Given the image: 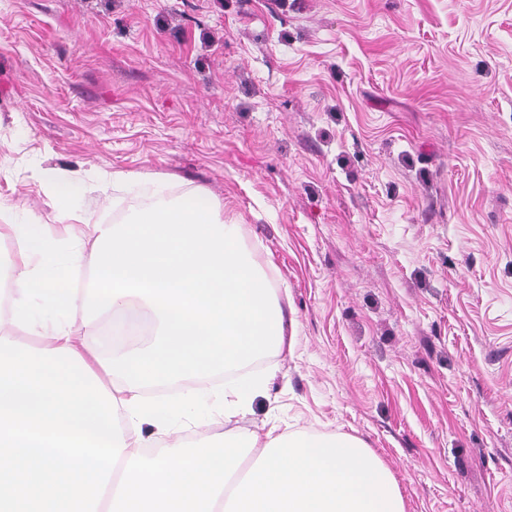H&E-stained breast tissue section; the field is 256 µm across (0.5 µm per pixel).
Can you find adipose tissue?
Listing matches in <instances>:
<instances>
[{
  "mask_svg": "<svg viewBox=\"0 0 512 512\" xmlns=\"http://www.w3.org/2000/svg\"><path fill=\"white\" fill-rule=\"evenodd\" d=\"M56 218L19 219L0 201L15 261L7 318L32 324L41 294L48 311L81 321L45 331L41 347L0 330V512H405L387 468L358 440L304 437L239 423L267 380L225 387L224 435L194 443L179 419L200 401L186 388L164 400L146 387L209 377L282 352V308L248 252L241 226L208 192L153 202L119 224H93L76 202L93 183L124 185L133 173L96 171L93 179L37 170ZM88 239L90 295L70 288L58 262L62 237ZM108 318L116 383L104 389L88 366L80 330ZM169 439L144 454L142 425Z\"/></svg>",
  "mask_w": 512,
  "mask_h": 512,
  "instance_id": "obj_1",
  "label": "adipose tissue"
}]
</instances>
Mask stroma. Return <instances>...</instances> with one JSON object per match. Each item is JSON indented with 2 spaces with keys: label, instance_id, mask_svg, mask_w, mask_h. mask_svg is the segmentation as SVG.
<instances>
[{
  "label": "stroma",
  "instance_id": "stroma-1",
  "mask_svg": "<svg viewBox=\"0 0 512 512\" xmlns=\"http://www.w3.org/2000/svg\"><path fill=\"white\" fill-rule=\"evenodd\" d=\"M202 189L286 322L241 425L360 440L405 512H512V0H0V200Z\"/></svg>",
  "mask_w": 512,
  "mask_h": 512
}]
</instances>
